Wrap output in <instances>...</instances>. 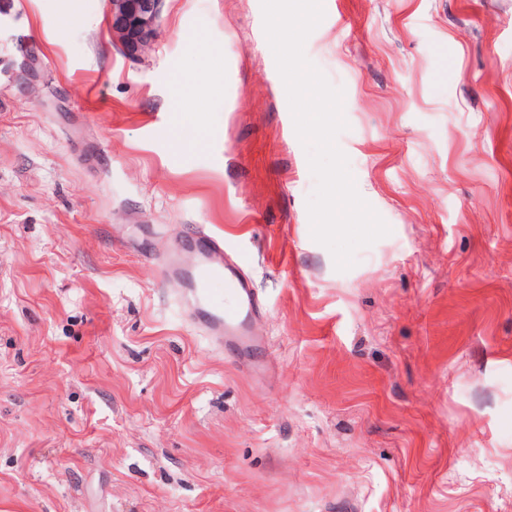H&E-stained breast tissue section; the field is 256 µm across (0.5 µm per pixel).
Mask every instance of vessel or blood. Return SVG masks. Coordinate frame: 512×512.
Masks as SVG:
<instances>
[{
    "instance_id": "1",
    "label": "vessel or blood",
    "mask_w": 512,
    "mask_h": 512,
    "mask_svg": "<svg viewBox=\"0 0 512 512\" xmlns=\"http://www.w3.org/2000/svg\"><path fill=\"white\" fill-rule=\"evenodd\" d=\"M188 280L199 327L219 345L249 343L246 321L257 312L258 301L240 260L225 253L220 239L206 238Z\"/></svg>"
}]
</instances>
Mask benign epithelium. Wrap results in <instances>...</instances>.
<instances>
[{
  "instance_id": "7a95c632",
  "label": "benign epithelium",
  "mask_w": 512,
  "mask_h": 512,
  "mask_svg": "<svg viewBox=\"0 0 512 512\" xmlns=\"http://www.w3.org/2000/svg\"><path fill=\"white\" fill-rule=\"evenodd\" d=\"M163 0H108L112 34L129 52L137 54L157 33Z\"/></svg>"
}]
</instances>
